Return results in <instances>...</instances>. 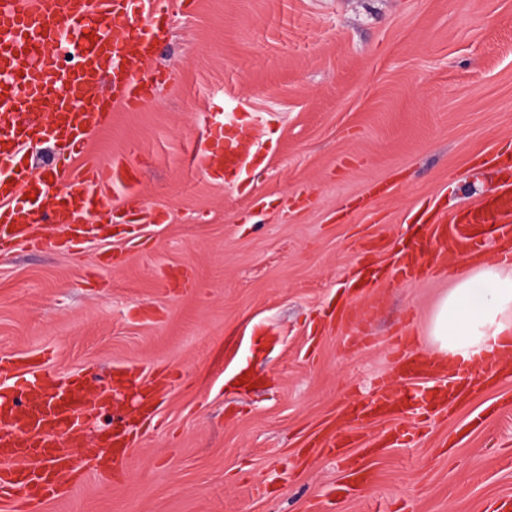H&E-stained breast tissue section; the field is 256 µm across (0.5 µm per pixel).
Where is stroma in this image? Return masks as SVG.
Returning <instances> with one entry per match:
<instances>
[{
	"instance_id": "stroma-1",
	"label": "stroma",
	"mask_w": 512,
	"mask_h": 512,
	"mask_svg": "<svg viewBox=\"0 0 512 512\" xmlns=\"http://www.w3.org/2000/svg\"><path fill=\"white\" fill-rule=\"evenodd\" d=\"M170 26L152 61L165 81L88 147L138 171V215L116 195V232L81 255L0 253V350L43 358L57 381L96 374L97 391L135 368L163 412L134 432L121 478L82 455L84 480L44 512H323L355 454L312 441L374 397L398 340L430 353L451 286L430 257L375 282L363 344L342 318L346 277L387 264L422 205L449 217L499 192L512 0H196ZM241 131L262 145L247 171L195 168L200 141ZM107 250L116 266H100ZM509 454L512 377L367 460L338 512H496Z\"/></svg>"
}]
</instances>
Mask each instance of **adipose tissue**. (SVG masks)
Listing matches in <instances>:
<instances>
[{"label":"adipose tissue","instance_id":"1","mask_svg":"<svg viewBox=\"0 0 512 512\" xmlns=\"http://www.w3.org/2000/svg\"><path fill=\"white\" fill-rule=\"evenodd\" d=\"M428 335L438 357L474 367L512 341V264L473 265L437 303Z\"/></svg>","mask_w":512,"mask_h":512}]
</instances>
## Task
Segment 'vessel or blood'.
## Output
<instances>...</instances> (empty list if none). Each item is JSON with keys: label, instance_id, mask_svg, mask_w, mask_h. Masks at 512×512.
I'll return each instance as SVG.
<instances>
[{"label": "vessel or blood", "instance_id": "obj_1", "mask_svg": "<svg viewBox=\"0 0 512 512\" xmlns=\"http://www.w3.org/2000/svg\"><path fill=\"white\" fill-rule=\"evenodd\" d=\"M170 0H0V251L23 243L40 249L30 230L36 224H63L68 228L57 247L80 251L89 238L90 219L106 207L113 191L134 196L138 177L118 163L103 170L87 162L75 165L84 154L92 132L111 119L108 106L136 109L149 101L162 74L151 61L169 33ZM80 44L70 67H63L56 51L62 37ZM47 100L51 110L32 116L26 107ZM51 141L66 163L56 172L66 184L56 192L34 180L22 165L34 140ZM254 143H238L226 152L201 142L193 157L206 175L221 170H243L253 156ZM419 221L422 239L444 240L450 248L440 269L483 256L488 239L510 241L502 258L512 261V183L500 193L458 216L444 218L426 208ZM397 359L403 377L437 376L434 400L448 406L466 394L458 379L464 366L426 359L408 343H401ZM21 359L0 351V495L15 503L18 512H39L57 498L58 488L73 484L84 471L72 452L77 434L84 430L78 409L85 404L90 385L82 375L60 383L46 397L45 371L33 373L20 397L5 390ZM379 394L354 406L347 422L333 433L330 447L355 441L356 431L369 419L403 414L419 416L422 405L412 390L391 399L390 375L378 381ZM130 426L126 416L114 415L98 431L96 447L122 448Z\"/></svg>", "mask_w": 512, "mask_h": 512}]
</instances>
